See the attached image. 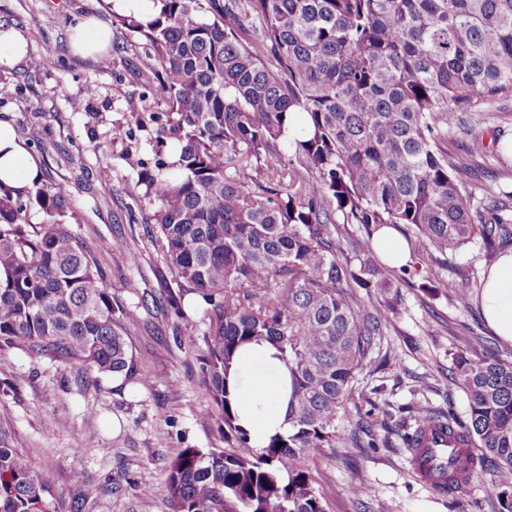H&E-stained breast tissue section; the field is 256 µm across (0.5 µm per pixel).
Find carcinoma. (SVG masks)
<instances>
[{
	"label": "carcinoma",
	"mask_w": 512,
	"mask_h": 512,
	"mask_svg": "<svg viewBox=\"0 0 512 512\" xmlns=\"http://www.w3.org/2000/svg\"><path fill=\"white\" fill-rule=\"evenodd\" d=\"M150 21L121 24L141 40L181 145L180 172L147 180L151 221L182 291L208 305L200 372L222 448H184L166 467L169 512H325L306 463L336 447V414L381 336L351 289L384 294L397 268L375 262L381 227L405 224L427 251L478 237L512 240V193L484 203L460 179L468 157L442 147L465 112L512 102V0H155ZM310 132L284 137L288 114ZM291 150L283 163V150ZM265 164L263 184L255 166ZM43 212L26 226L28 207ZM66 190L13 195L0 184V341L62 364L133 380L128 310L94 252L62 222ZM365 235L341 260L332 210ZM271 342L292 378V431L250 449L228 375L239 347ZM458 419L416 412L403 434L448 430L446 491L478 467L496 473L512 512V361L460 352ZM101 493L70 491L71 512ZM0 512H58L48 483L0 443Z\"/></svg>",
	"instance_id": "carcinoma-1"
}]
</instances>
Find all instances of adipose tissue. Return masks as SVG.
Wrapping results in <instances>:
<instances>
[{
  "instance_id": "1",
  "label": "adipose tissue",
  "mask_w": 512,
  "mask_h": 512,
  "mask_svg": "<svg viewBox=\"0 0 512 512\" xmlns=\"http://www.w3.org/2000/svg\"><path fill=\"white\" fill-rule=\"evenodd\" d=\"M34 157L9 120H0V184L25 193L40 181ZM481 309L496 336L512 343V250L499 255L485 274ZM229 391L239 425L252 447H266L272 437L287 435L291 379L279 352L270 344L251 343L236 354Z\"/></svg>"
}]
</instances>
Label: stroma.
Listing matches in <instances>:
<instances>
[{
	"instance_id": "35a3bbf8",
	"label": "stroma",
	"mask_w": 512,
	"mask_h": 512,
	"mask_svg": "<svg viewBox=\"0 0 512 512\" xmlns=\"http://www.w3.org/2000/svg\"><path fill=\"white\" fill-rule=\"evenodd\" d=\"M85 17L112 31L108 65L72 48L73 27ZM0 22L30 40L24 62L0 66V119L39 159L43 183L66 189L65 223L95 252L114 296L134 310L124 327L144 376L102 377L1 345L0 436L59 502L76 482L101 484L80 512H168L170 460L184 448L224 445L202 414L206 305L194 294L176 308L163 303L176 281L148 221L146 180L179 169L168 109L152 75L132 67L139 40L105 0H0ZM132 102L138 111H129ZM463 120L445 145L468 155L467 186L483 200L512 189L504 150L512 107ZM398 231L412 247L407 282L391 291L395 311L339 413L335 447L308 467L327 512H500L492 470H476L458 496L437 491L417 478L398 430L406 408L466 417L465 395L449 378L463 347L512 360V344L481 314L483 275L494 259L478 238L443 259L415 250L408 226ZM139 481L152 482L156 494L142 496ZM354 482L361 495L350 493Z\"/></svg>"
}]
</instances>
